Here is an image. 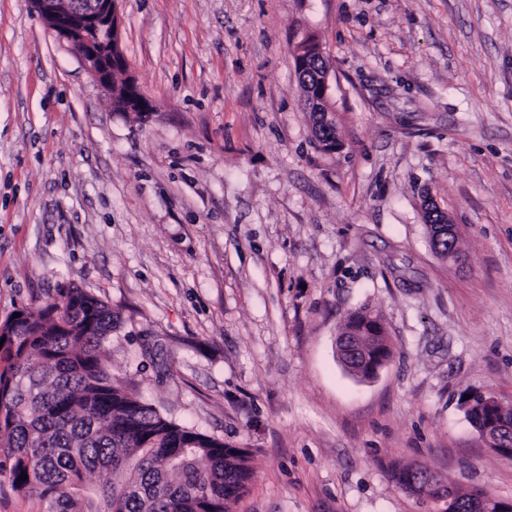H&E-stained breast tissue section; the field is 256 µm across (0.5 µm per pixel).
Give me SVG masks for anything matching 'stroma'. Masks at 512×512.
<instances>
[{"mask_svg":"<svg viewBox=\"0 0 512 512\" xmlns=\"http://www.w3.org/2000/svg\"><path fill=\"white\" fill-rule=\"evenodd\" d=\"M119 8L149 112L114 111L30 0H0V321L64 282L108 303L114 378L249 450L234 512H427L394 464L512 499L460 406L512 405V0ZM309 36L333 153L294 70ZM363 306L393 347L369 381L336 356Z\"/></svg>","mask_w":512,"mask_h":512,"instance_id":"35a3bbf8","label":"stroma"}]
</instances>
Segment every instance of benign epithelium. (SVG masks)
<instances>
[{
    "label": "benign epithelium",
    "mask_w": 512,
    "mask_h": 512,
    "mask_svg": "<svg viewBox=\"0 0 512 512\" xmlns=\"http://www.w3.org/2000/svg\"><path fill=\"white\" fill-rule=\"evenodd\" d=\"M120 0H31L38 15L65 42L79 58L84 68L97 83L110 91L114 77L122 70H128L125 56L120 48L121 18ZM320 46L307 40L295 51L300 68H305L309 58L320 54ZM330 90L329 69L315 75V85L306 86L304 101L309 111L316 113L318 125L325 128L335 126L333 112L328 99ZM125 108L132 112L142 110L146 100L135 80L128 81L124 88ZM486 416L480 418L484 434L498 433L500 424L497 416L504 414L505 405L495 397H484ZM450 489L448 479L440 475L430 478L427 499L440 507L446 498L444 491Z\"/></svg>",
    "instance_id": "obj_1"
}]
</instances>
